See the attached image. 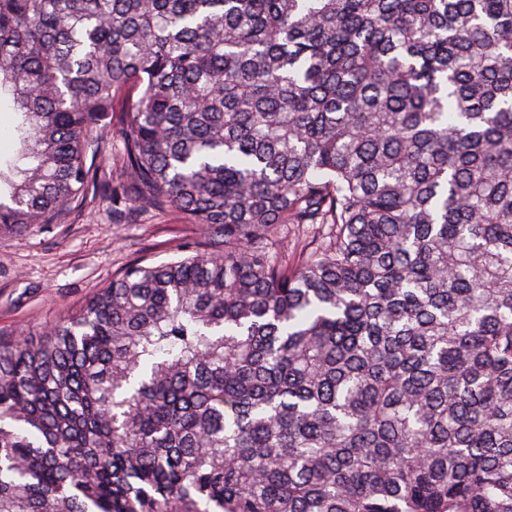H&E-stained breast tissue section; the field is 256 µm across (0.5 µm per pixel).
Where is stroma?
<instances>
[{"mask_svg": "<svg viewBox=\"0 0 512 512\" xmlns=\"http://www.w3.org/2000/svg\"><path fill=\"white\" fill-rule=\"evenodd\" d=\"M107 141L95 188L58 223L0 235V336L40 331L80 309L135 260L168 261L201 248L199 225L146 209L134 220L114 216L105 195L116 172L120 112L107 117Z\"/></svg>", "mask_w": 512, "mask_h": 512, "instance_id": "35a3bbf8", "label": "stroma"}]
</instances>
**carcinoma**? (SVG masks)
<instances>
[{
  "mask_svg": "<svg viewBox=\"0 0 512 512\" xmlns=\"http://www.w3.org/2000/svg\"><path fill=\"white\" fill-rule=\"evenodd\" d=\"M2 95L1 234L118 110L208 245L0 338V512H512V0H0ZM15 123V113L6 106L0 108V152L2 157L12 153L15 148V142L11 135ZM287 227L284 228V232L281 234V237L288 238V262L292 263L297 260L298 253L301 245L307 243L311 240H315L317 237V229H312L311 224H301L298 226L297 224H288ZM295 241L300 242V246L297 252H290V247L293 245Z\"/></svg>",
  "mask_w": 512,
  "mask_h": 512,
  "instance_id": "carcinoma-1",
  "label": "carcinoma"
}]
</instances>
